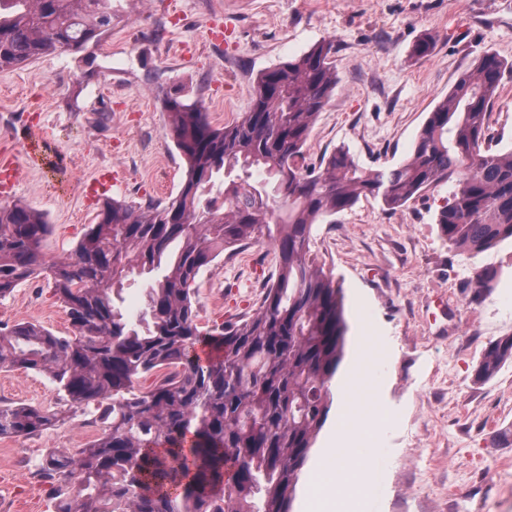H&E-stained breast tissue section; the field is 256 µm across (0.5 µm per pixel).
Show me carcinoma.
Wrapping results in <instances>:
<instances>
[{
    "label": "carcinoma",
    "mask_w": 512,
    "mask_h": 512,
    "mask_svg": "<svg viewBox=\"0 0 512 512\" xmlns=\"http://www.w3.org/2000/svg\"><path fill=\"white\" fill-rule=\"evenodd\" d=\"M112 2L0 0V71L99 44ZM335 53L323 40L260 72L248 110L222 128L201 98L166 90L163 111L187 165L178 193L145 207L103 201L63 260L40 262L43 212L0 205V298L46 270L72 329H0V369L47 374L64 402L0 404V437L37 435L91 406L101 424L84 447L41 459L55 512H293L349 330L340 284L311 258L314 225L363 196L396 210L451 182L435 217L451 247L480 253L512 240V149L488 138L505 62L480 56L429 113L409 158L373 169L343 147L317 164L305 153L336 89ZM259 243L272 246L276 270L252 312L202 328L200 271ZM135 270L148 279L143 325L113 301ZM497 278L475 270V296ZM509 361L505 336L475 376L488 380Z\"/></svg>",
    "instance_id": "obj_1"
}]
</instances>
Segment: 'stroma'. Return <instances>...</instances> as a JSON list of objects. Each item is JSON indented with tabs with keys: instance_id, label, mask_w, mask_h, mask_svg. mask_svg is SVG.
<instances>
[{
	"instance_id": "35a3bbf8",
	"label": "stroma",
	"mask_w": 512,
	"mask_h": 512,
	"mask_svg": "<svg viewBox=\"0 0 512 512\" xmlns=\"http://www.w3.org/2000/svg\"><path fill=\"white\" fill-rule=\"evenodd\" d=\"M111 33L89 47L91 64L58 52L0 71V162L27 168L0 203L42 211L52 226L44 263L65 258L103 199L148 205L177 193L186 163L175 149L162 93L201 91L214 126L247 111L258 73L312 44H336V93L317 118L307 154L348 147L365 167L408 158L427 115L487 51L512 63V0H114ZM229 27L228 41L210 30ZM432 53L417 57L424 36ZM495 148L512 146V72L492 110ZM444 184L387 211L363 198L315 225L312 256L345 294L346 354L363 333L386 354L370 402L397 421L385 457H351L343 477L326 470L330 433H344L333 401L304 480L334 482L347 499L367 472L388 486L379 512H512V363L491 379L475 369L491 342L512 336V243L471 256L451 250L435 216ZM274 270L270 245L217 260L197 277L201 325L249 311L260 292L253 265ZM495 268L494 288L474 296L475 269ZM30 321L63 335L69 323L46 280L0 299V324ZM0 399L56 407L46 375L0 370ZM93 410L33 437L0 438V512H52L38 464L48 449L93 440Z\"/></svg>"
}]
</instances>
